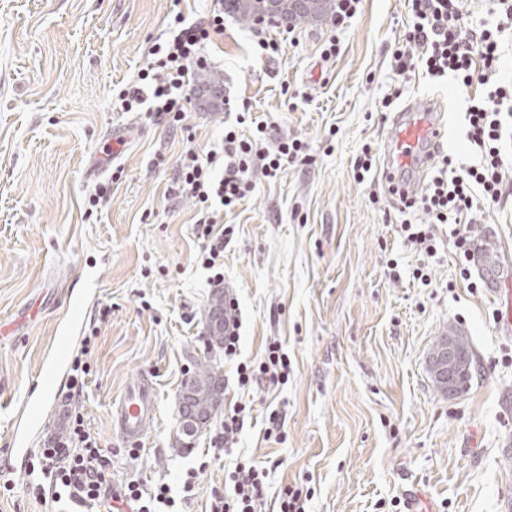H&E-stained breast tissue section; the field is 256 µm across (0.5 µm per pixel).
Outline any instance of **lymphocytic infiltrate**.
<instances>
[{
  "mask_svg": "<svg viewBox=\"0 0 512 512\" xmlns=\"http://www.w3.org/2000/svg\"><path fill=\"white\" fill-rule=\"evenodd\" d=\"M411 11L405 44L393 53L399 70H408L417 62L432 77L450 75L463 86L477 83L484 88L466 114L467 139L476 162L457 168L450 156H443L421 199H400L407 208L422 202L434 218L430 224L402 225L405 240L426 256H433L435 227L448 225V243L458 256L461 277L467 280L471 277L473 239L470 226L462 219L478 203L495 204L503 195L506 162L502 141L512 120V83L499 81L498 73L500 39L505 32H512V0H492L489 21L475 30L467 28L460 0H412ZM223 32L224 0H214L203 18L191 22L177 18L170 37L153 45L146 68L118 92L116 109L145 110L170 126L182 125L193 90L190 75L208 66L206 48ZM306 150V144L298 139L280 142L269 150L262 147L260 135L248 137L228 128L214 149L202 154L191 148L181 155L168 192L191 199L198 206L194 231L202 241L199 261L210 270L213 284L224 281V242L233 233L230 227H218V209L231 211L251 198L253 169H261L265 177H277L288 160L304 156ZM288 368V354L280 340H267L259 362L238 364V385L249 391L286 384ZM89 371L85 361L73 359L69 385L60 400L66 434L51 438L32 459L30 470L41 478L36 491L50 489L54 502L77 506L106 501L112 503V512H122L123 504L130 501L138 503L137 512H166L174 505L168 485L146 489L132 479L123 492L113 491L109 452L85 428L75 409ZM269 475L268 467L239 459L227 474L229 491L214 492L210 512H257Z\"/></svg>",
  "mask_w": 512,
  "mask_h": 512,
  "instance_id": "f902f5d3",
  "label": "lymphocytic infiltrate"
}]
</instances>
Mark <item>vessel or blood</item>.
<instances>
[{
  "instance_id": "1",
  "label": "vessel or blood",
  "mask_w": 512,
  "mask_h": 512,
  "mask_svg": "<svg viewBox=\"0 0 512 512\" xmlns=\"http://www.w3.org/2000/svg\"><path fill=\"white\" fill-rule=\"evenodd\" d=\"M394 137L387 143L382 172L384 181L407 191L408 185L402 181L404 170L417 171L426 175L434 155V148L444 133V125L434 104L424 108L406 106L393 118ZM97 282L87 277L82 294L71 297L70 316L61 329L56 330L52 354L41 368V392L31 397L27 404L29 423H37L38 411L44 399L58 391L57 379L66 368L72 343V332L81 320V313L88 297H91ZM158 399L153 382L142 376L128 384L118 401L112 407V424L122 438L131 444L139 443L157 417Z\"/></svg>"
}]
</instances>
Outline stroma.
Masks as SVG:
<instances>
[{"mask_svg": "<svg viewBox=\"0 0 512 512\" xmlns=\"http://www.w3.org/2000/svg\"><path fill=\"white\" fill-rule=\"evenodd\" d=\"M211 0H0V512H53L36 498L27 463L8 450L40 386V366L71 291L96 273L99 286L75 340L95 344L78 404L84 423L112 451V485L164 483L177 512H209L224 488L215 429L182 434L178 397L197 363L223 379V406L252 402L236 448L257 464L277 462L262 512L282 488L308 490V512H405L415 492L432 512H500L512 500V334L498 311L512 304V173L499 203L469 214L474 244L495 255L498 295L471 288L436 232L437 254L406 245L400 227L424 224L402 210L373 168L357 180L363 146L383 158L395 112L439 100L444 154L464 165L465 112L473 90L421 68L398 72L392 52L411 20L408 0H361L340 51L321 56L327 25L263 22L282 39L260 57L252 27L224 17L208 49L224 79L225 105L193 99L182 127L144 112L114 110L153 44L176 17L192 20ZM393 97L384 107L385 97ZM266 128L264 147L300 139L307 156L277 179L256 175L252 198L225 215L223 287L239 303L240 358L259 361L267 338L291 362L286 385L244 392L235 363L208 343L205 312L215 292L198 263L195 205L167 188L187 149L208 150L237 118ZM113 162L103 153L112 134ZM166 165L153 166L155 154ZM112 194L98 214L84 199L96 183ZM426 266L429 285L412 276ZM465 331L474 353L471 387L438 392L427 369L445 329ZM152 378L159 415L129 455L112 405L140 374ZM285 415L282 440L266 437V409ZM192 492H184L188 470Z\"/></svg>", "mask_w": 512, "mask_h": 512, "instance_id": "1", "label": "stroma"}]
</instances>
